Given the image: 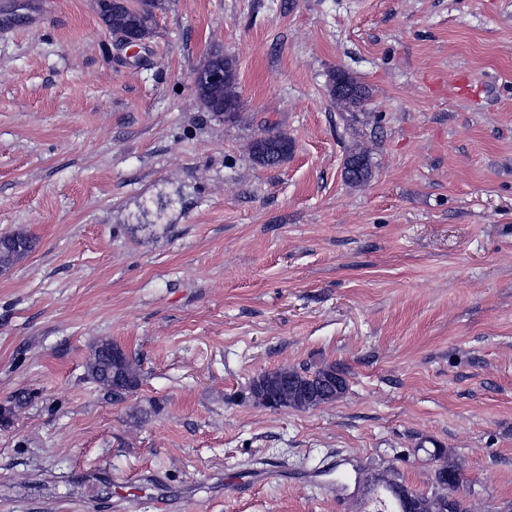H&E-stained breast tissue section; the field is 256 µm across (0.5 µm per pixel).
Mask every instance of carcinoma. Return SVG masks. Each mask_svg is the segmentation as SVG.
<instances>
[{
  "instance_id": "carcinoma-1",
  "label": "carcinoma",
  "mask_w": 512,
  "mask_h": 512,
  "mask_svg": "<svg viewBox=\"0 0 512 512\" xmlns=\"http://www.w3.org/2000/svg\"><path fill=\"white\" fill-rule=\"evenodd\" d=\"M160 0H98L101 14H112V20L133 29L144 39L153 33L155 10ZM345 82L353 89L354 95L348 98L337 93V85ZM330 97L342 108L358 109L368 99V90L359 81L346 73H334L328 83ZM291 144L284 134H273L271 138H259L252 144L254 158L267 166L266 158L274 157L283 161ZM371 176V164L365 153L352 152L344 163V178L350 183H361ZM36 240L19 233L14 237L0 239V265L11 267L25 259L34 250ZM130 356L115 342L106 340L96 345L85 366L86 377L106 389L112 397L118 399L139 389L142 384L138 370L131 369ZM267 380L288 381L290 387H302L315 391L319 402L327 403L339 398L345 390V382L336 371V367L318 368L314 371L297 369H279L265 374ZM407 492L403 484L398 490L382 487L372 490L377 508L375 512H406L407 503L402 494Z\"/></svg>"
}]
</instances>
